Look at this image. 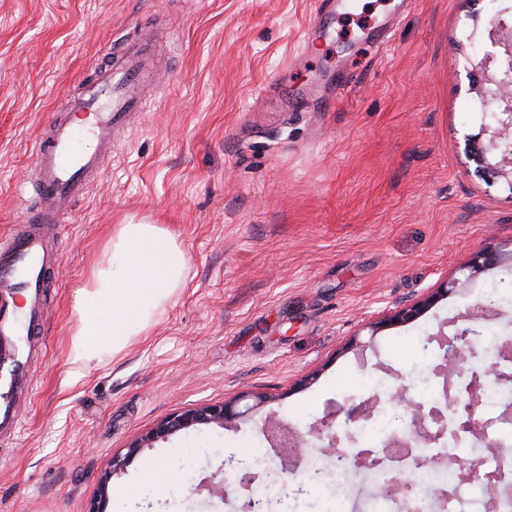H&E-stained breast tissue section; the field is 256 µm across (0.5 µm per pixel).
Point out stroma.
I'll use <instances>...</instances> for the list:
<instances>
[{"label": "stroma", "mask_w": 512, "mask_h": 512, "mask_svg": "<svg viewBox=\"0 0 512 512\" xmlns=\"http://www.w3.org/2000/svg\"><path fill=\"white\" fill-rule=\"evenodd\" d=\"M315 0H0V233L32 203L17 189L43 127L108 49L154 32L159 74L140 118L79 199L59 241L35 391L18 435L0 440V512H238L199 492L225 454L365 512L373 479L317 437L369 397L366 377L416 396L414 354L496 285L512 282V192L475 176L464 137L481 101L467 73L482 56L492 0H360V22L392 20L386 40L358 28L308 34ZM350 85L337 94L336 71ZM304 111L292 108L306 90ZM147 218L177 235L185 279L145 335L82 367L70 357L77 288L116 224ZM502 261L415 322L365 324L419 297L475 254ZM253 393L267 402L225 428L197 426L112 459L161 421ZM296 424L310 457L282 471L265 417Z\"/></svg>", "instance_id": "35a3bbf8"}]
</instances>
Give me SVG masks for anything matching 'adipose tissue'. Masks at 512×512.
I'll return each mask as SVG.
<instances>
[{
  "label": "adipose tissue",
  "mask_w": 512,
  "mask_h": 512,
  "mask_svg": "<svg viewBox=\"0 0 512 512\" xmlns=\"http://www.w3.org/2000/svg\"><path fill=\"white\" fill-rule=\"evenodd\" d=\"M104 251L77 289L72 332L74 362L115 356L152 325L184 281L185 257L177 237L158 225L127 220L116 225Z\"/></svg>",
  "instance_id": "adipose-tissue-1"
}]
</instances>
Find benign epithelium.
Instances as JSON below:
<instances>
[{"label": "benign epithelium", "instance_id": "benign-epithelium-1", "mask_svg": "<svg viewBox=\"0 0 512 512\" xmlns=\"http://www.w3.org/2000/svg\"><path fill=\"white\" fill-rule=\"evenodd\" d=\"M488 37L491 49L475 60L469 61L470 74L479 79L477 89L482 104L491 105L495 109L494 119L482 120L480 131L476 135L465 137L468 158L474 162V173L490 184L503 181L512 191V10L500 14L490 23ZM494 257L481 252L476 254L467 264L459 268L462 277L442 279L437 287L428 289L427 293L416 300L396 306L381 320L368 323L363 329L373 337L383 327L406 325L414 322L430 310L439 300L460 288H467L480 274L490 269ZM482 320L480 316H461L452 321L453 338L449 340L450 352L448 361L444 362L441 371L452 376L463 377L465 372L462 364L471 361L469 326ZM482 376L490 379V383L508 385L512 377L498 369L493 362L484 366ZM485 384L479 377H474L468 387V396L464 402L456 401L448 408L437 407L425 411L424 405L406 396V391L400 388L388 394V402L402 407L405 419L404 430L417 443H426L431 438L429 421L439 424L437 435L443 436L448 431V411H453L455 424L471 430L476 437H481L483 426L476 417L477 406L481 402ZM245 416V412L235 410V403L204 406L188 409L170 417L159 424L155 432L145 440L132 445L126 457L112 459V471L122 469L125 462L138 454L144 446L163 440L182 429L196 425H215L224 427L236 418ZM318 434L326 436L329 446L334 448L336 464L344 467L350 463L358 469H364L375 474L374 485L376 496L397 498L407 488L409 476L401 471L396 475L382 476L376 473L375 460L370 456L351 458L350 452L342 447L340 436L331 431V425L326 424L318 429ZM265 438L269 439L274 449L287 450L290 454L301 459L307 452V439L300 433L288 428L284 421L269 417L264 426ZM421 467L438 472L443 469H453L460 478L470 479L479 477L482 473V459L476 457L463 458L460 456H426L418 458ZM233 474L238 485L247 491V496L239 512H255L264 507V502L255 497L258 475L251 466L233 459H226L218 468L220 479L206 485L208 494L213 498L224 500L232 491L227 475Z\"/></svg>", "mask_w": 512, "mask_h": 512}]
</instances>
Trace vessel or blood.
Returning a JSON list of instances; mask_svg holds the SVG:
<instances>
[{"label": "vessel or blood", "instance_id": "1", "mask_svg": "<svg viewBox=\"0 0 512 512\" xmlns=\"http://www.w3.org/2000/svg\"><path fill=\"white\" fill-rule=\"evenodd\" d=\"M345 0H317L315 33L332 21ZM153 37L127 42L94 78L80 81L62 111L53 113L32 159V195L39 207L0 236V437L21 427L18 403L31 395L32 338L41 332L42 292L58 260L56 229L71 214L111 154L116 135L142 113V87L154 75ZM28 297L18 314L17 295Z\"/></svg>", "mask_w": 512, "mask_h": 512}]
</instances>
